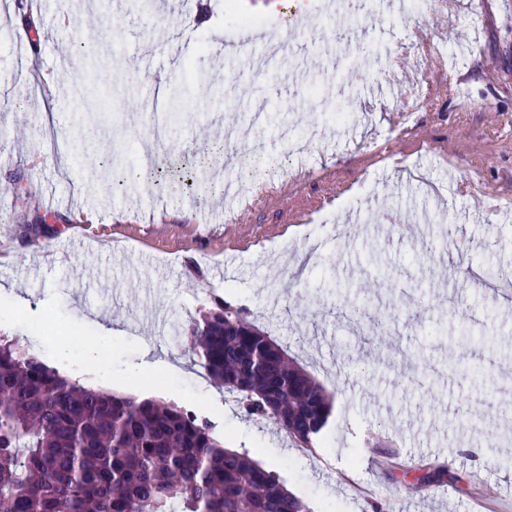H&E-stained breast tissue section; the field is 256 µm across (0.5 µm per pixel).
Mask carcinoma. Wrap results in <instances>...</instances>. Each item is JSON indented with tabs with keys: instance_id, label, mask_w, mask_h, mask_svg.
Returning a JSON list of instances; mask_svg holds the SVG:
<instances>
[{
	"instance_id": "carcinoma-1",
	"label": "carcinoma",
	"mask_w": 512,
	"mask_h": 512,
	"mask_svg": "<svg viewBox=\"0 0 512 512\" xmlns=\"http://www.w3.org/2000/svg\"><path fill=\"white\" fill-rule=\"evenodd\" d=\"M250 418L316 448L335 395L224 299L180 331ZM0 512H308L181 406L93 391L0 339Z\"/></svg>"
}]
</instances>
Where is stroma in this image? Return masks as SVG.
<instances>
[{
  "instance_id": "obj_1",
  "label": "stroma",
  "mask_w": 512,
  "mask_h": 512,
  "mask_svg": "<svg viewBox=\"0 0 512 512\" xmlns=\"http://www.w3.org/2000/svg\"><path fill=\"white\" fill-rule=\"evenodd\" d=\"M80 2L40 0L24 33L13 17L29 0H0V284L14 288L0 323L12 339L53 324L34 348L49 365L192 410L309 512H512V297L454 275L512 269V0H492L489 19L481 0H435L392 23L374 0L340 39L326 0L274 13L268 0H154L147 13ZM244 18L277 51L231 78L224 38ZM360 40L375 51L354 68L344 52ZM421 49L435 55L423 86L442 89L428 107L397 66ZM174 90L154 177L114 191L113 171L144 145L134 117ZM402 107L412 132L381 161ZM263 108L247 148L265 160L258 201L221 223L236 202L220 186L239 179L224 127ZM312 200L321 208L290 222ZM379 252L386 266H367ZM343 291L368 306L364 328ZM217 297L335 390L320 448L249 420L206 377L179 330ZM430 463L444 475L417 485Z\"/></svg>"
}]
</instances>
